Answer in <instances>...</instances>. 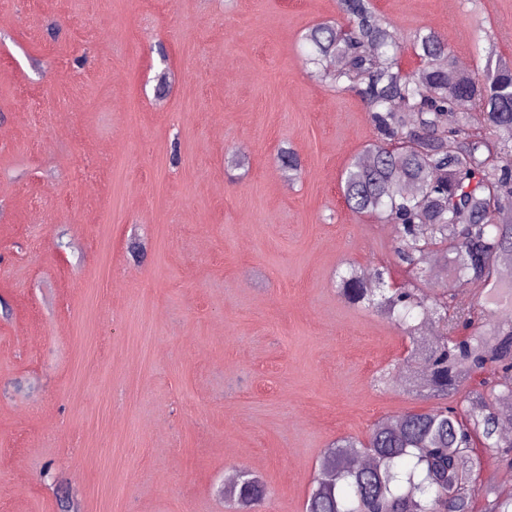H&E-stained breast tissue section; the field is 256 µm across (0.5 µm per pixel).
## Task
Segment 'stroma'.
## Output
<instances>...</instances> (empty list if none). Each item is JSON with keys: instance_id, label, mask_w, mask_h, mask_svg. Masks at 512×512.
I'll return each instance as SVG.
<instances>
[{"instance_id": "stroma-1", "label": "stroma", "mask_w": 512, "mask_h": 512, "mask_svg": "<svg viewBox=\"0 0 512 512\" xmlns=\"http://www.w3.org/2000/svg\"><path fill=\"white\" fill-rule=\"evenodd\" d=\"M372 4L404 69L421 28L468 70L491 40L512 60V0ZM327 21L338 0H0V512H234L242 470L258 512H305L333 441L431 406L402 331L336 290L350 262L408 275L341 194L376 133L308 71ZM256 477H239L231 487L224 488V496L233 502L236 512H255L256 507L265 499L266 487Z\"/></svg>"}]
</instances>
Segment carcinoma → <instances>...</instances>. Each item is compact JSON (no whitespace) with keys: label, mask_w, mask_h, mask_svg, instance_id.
<instances>
[{"label":"carcinoma","mask_w":512,"mask_h":512,"mask_svg":"<svg viewBox=\"0 0 512 512\" xmlns=\"http://www.w3.org/2000/svg\"><path fill=\"white\" fill-rule=\"evenodd\" d=\"M345 25L317 24L304 39L311 46L314 75L354 92L369 112L377 141L354 158L341 177L347 206L374 216L396 231L399 261L410 273L440 265L448 284L432 295L398 286L390 271L366 280L355 268L341 276L339 291L397 326L409 339L410 359L422 365L408 373L409 389L428 398L462 393L475 374L493 365L499 379L463 393L460 404L407 411L376 424L367 441L346 437L323 455L306 512H473L476 492L484 512H512V496L478 489L480 454L512 466V417L499 410L512 399V281L498 277L512 262V212L501 209L512 197V61L488 47V65L479 74L461 71L448 81L451 50L445 36L420 29L412 50L420 60L406 71L397 57L390 24L371 0H339ZM340 59L339 67L332 65ZM471 104L480 114L476 132L458 111ZM280 167L293 178L301 159L281 148ZM487 288L476 312L464 288ZM436 318L442 332L426 333ZM372 448L377 465L351 469L344 449ZM235 512H256L265 485L244 476L224 489Z\"/></svg>","instance_id":"obj_1"}]
</instances>
